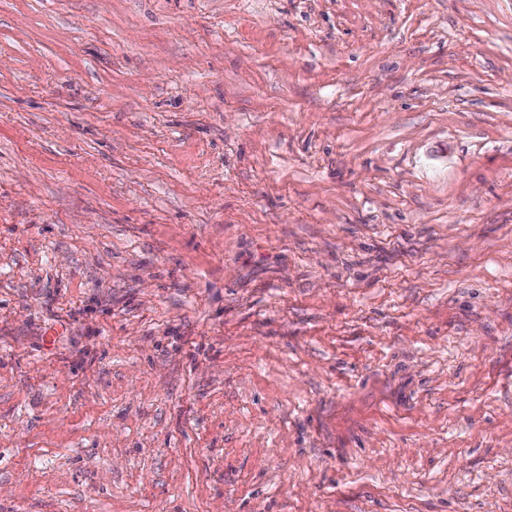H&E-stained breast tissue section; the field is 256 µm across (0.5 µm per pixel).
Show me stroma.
<instances>
[{"mask_svg": "<svg viewBox=\"0 0 512 512\" xmlns=\"http://www.w3.org/2000/svg\"><path fill=\"white\" fill-rule=\"evenodd\" d=\"M0 512H512V0H0Z\"/></svg>", "mask_w": 512, "mask_h": 512, "instance_id": "stroma-1", "label": "stroma"}]
</instances>
